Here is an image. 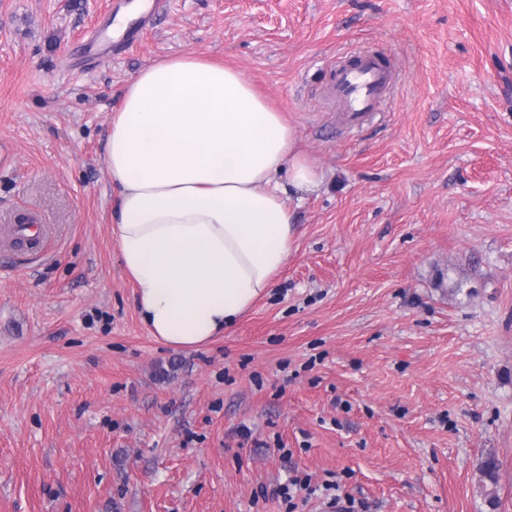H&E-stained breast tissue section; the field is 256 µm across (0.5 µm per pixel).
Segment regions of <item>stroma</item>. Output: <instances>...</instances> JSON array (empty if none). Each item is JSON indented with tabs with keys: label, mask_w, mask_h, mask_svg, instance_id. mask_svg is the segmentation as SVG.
<instances>
[{
	"label": "stroma",
	"mask_w": 512,
	"mask_h": 512,
	"mask_svg": "<svg viewBox=\"0 0 512 512\" xmlns=\"http://www.w3.org/2000/svg\"><path fill=\"white\" fill-rule=\"evenodd\" d=\"M112 0H0V512H512V0H172L78 60ZM389 61L379 111L335 65ZM192 54L242 72L318 175L269 295L193 350L157 341L111 235V111ZM499 462L483 480L486 454ZM497 497L498 508L488 500ZM167 6L168 0H153L151 8L146 14L140 17L138 26L135 30L130 32L121 42L112 41V47L110 48L112 54L113 52L119 54L133 48L139 40V35L154 25L157 17L167 10ZM354 65L339 68L330 95L338 112H349L353 127L365 114L376 112L381 95L389 83L382 63L372 57L358 56Z\"/></svg>",
	"instance_id": "1"
}]
</instances>
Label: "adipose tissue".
<instances>
[{"instance_id":"ef3b65f1","label":"adipose tissue","mask_w":512,"mask_h":512,"mask_svg":"<svg viewBox=\"0 0 512 512\" xmlns=\"http://www.w3.org/2000/svg\"><path fill=\"white\" fill-rule=\"evenodd\" d=\"M240 71L192 55L142 69L105 142L111 232L157 340L196 348L268 295L292 250L289 192L317 175Z\"/></svg>"}]
</instances>
